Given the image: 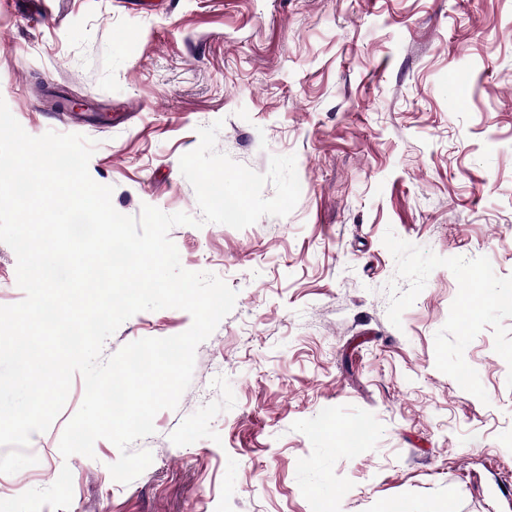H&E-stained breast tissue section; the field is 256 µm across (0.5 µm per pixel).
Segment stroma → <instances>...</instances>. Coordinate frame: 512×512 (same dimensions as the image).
<instances>
[{
  "mask_svg": "<svg viewBox=\"0 0 512 512\" xmlns=\"http://www.w3.org/2000/svg\"><path fill=\"white\" fill-rule=\"evenodd\" d=\"M0 99L95 141L125 215L200 218L179 159L218 120L219 152L295 155L301 187L284 217L171 229L237 299L133 443L151 465L114 481L104 439L62 457L77 375L0 512H512V0H0ZM191 322L137 313L103 354ZM471 280L474 288L470 289L465 296L461 311V318L464 323L468 322L469 319L478 312L485 301L481 275L478 272H473L471 274Z\"/></svg>",
  "mask_w": 512,
  "mask_h": 512,
  "instance_id": "35a3bbf8",
  "label": "stroma"
}]
</instances>
